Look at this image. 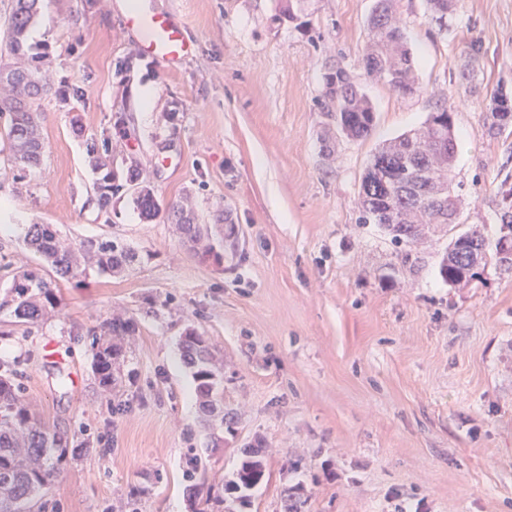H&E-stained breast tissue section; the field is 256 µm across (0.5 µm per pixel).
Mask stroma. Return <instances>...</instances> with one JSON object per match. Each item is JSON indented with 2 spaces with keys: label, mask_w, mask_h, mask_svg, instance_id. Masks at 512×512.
I'll list each match as a JSON object with an SVG mask.
<instances>
[{
  "label": "stroma",
  "mask_w": 512,
  "mask_h": 512,
  "mask_svg": "<svg viewBox=\"0 0 512 512\" xmlns=\"http://www.w3.org/2000/svg\"><path fill=\"white\" fill-rule=\"evenodd\" d=\"M374 5L303 0L291 21L280 0H148L198 44L171 69L141 51L120 0H42L25 52L11 54L12 0H0V61L40 57L46 89L38 168L10 164L0 119V298L25 270L59 297L30 325L0 313V367L74 454L34 512H192L194 490L224 484L257 439L270 478L245 512H282L298 483L306 512H512V271L488 265L468 288L438 273L455 236L500 234L512 136L486 135L485 97L512 92V0H457L444 30L426 0H394L412 95L361 62ZM472 40L484 50L473 94L460 83ZM337 65L375 107L367 139L328 137L324 75ZM442 110L459 222L403 256L358 223L361 179L380 144ZM94 140L123 181L104 209ZM140 186L161 204L154 220L135 207ZM173 205L213 256L185 242ZM28 224L138 258L117 277L90 264L62 279L25 245ZM112 317L138 329L107 395L91 346ZM189 328L224 367L233 430L200 410L180 356Z\"/></svg>",
  "instance_id": "obj_1"
}]
</instances>
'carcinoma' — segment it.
<instances>
[{"label": "carcinoma", "instance_id": "1", "mask_svg": "<svg viewBox=\"0 0 512 512\" xmlns=\"http://www.w3.org/2000/svg\"><path fill=\"white\" fill-rule=\"evenodd\" d=\"M394 0H377L368 20L362 62L367 72L383 78L404 95L416 91L413 58L401 29L393 21ZM432 20L444 25L455 9L454 0H427ZM39 0H14L9 23V50L18 54L24 49L27 31L38 13ZM469 69L463 78L471 90L482 57V45L473 41L468 47ZM38 68L24 72L0 64V83L13 88V96L0 98V117H9L8 137L12 158L23 171L40 163L43 143L35 112L39 82ZM326 118L336 131L350 139L370 135L375 113L367 95L351 80L340 65L324 76ZM484 127L491 138L512 135V95L497 90L490 95ZM456 139L451 114L435 112L420 129L401 134L380 147L372 156L361 184L358 223L376 224L396 246H408L429 230L458 223L459 195L453 184ZM97 183L99 202L105 208L112 191L119 189L117 174L101 168ZM133 202L145 220L156 218L161 204L151 189L135 192ZM501 236L489 246L478 229L457 236L448 246L439 265V275L452 288H466L492 263L512 271V205L503 214ZM25 243L39 253L60 273L77 277L82 274L77 253L94 254L98 269L107 274L121 272L136 261V253L112 240L90 241L78 247L60 238L44 224H31L24 234ZM9 306L21 323H33L57 303L50 284L34 271H24L13 278ZM137 324L133 319L103 323L105 338L96 340L92 368L99 384L107 391L118 382L116 365L123 358L112 336H131ZM186 364L192 370L201 407L211 425H231L234 416L224 403V372L217 364L208 339L197 331H186L181 339ZM66 438L33 417L20 396L19 385L11 375L0 374V512H31V502L46 489L67 460ZM265 479V465L257 446L244 452L233 478L224 484V494L212 488L196 491L194 512H240L250 504L251 491ZM284 512H305L307 499L303 487L284 490Z\"/></svg>", "mask_w": 512, "mask_h": 512}]
</instances>
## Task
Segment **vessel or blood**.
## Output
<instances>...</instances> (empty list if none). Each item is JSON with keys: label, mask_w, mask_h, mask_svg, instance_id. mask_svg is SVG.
I'll use <instances>...</instances> for the list:
<instances>
[{"label": "vessel or blood", "mask_w": 512, "mask_h": 512, "mask_svg": "<svg viewBox=\"0 0 512 512\" xmlns=\"http://www.w3.org/2000/svg\"><path fill=\"white\" fill-rule=\"evenodd\" d=\"M123 23L139 34L142 50L163 64L183 62L196 51V44L184 27L168 13L148 12L143 0H129Z\"/></svg>", "instance_id": "b4317fda"}]
</instances>
